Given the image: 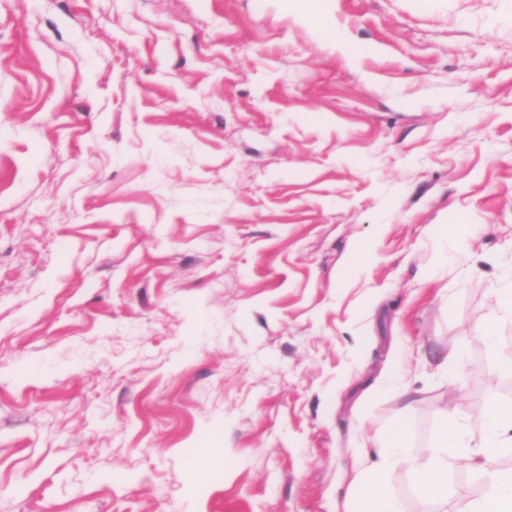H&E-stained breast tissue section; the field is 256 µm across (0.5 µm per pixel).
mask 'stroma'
<instances>
[{
	"label": "stroma",
	"mask_w": 512,
	"mask_h": 512,
	"mask_svg": "<svg viewBox=\"0 0 512 512\" xmlns=\"http://www.w3.org/2000/svg\"><path fill=\"white\" fill-rule=\"evenodd\" d=\"M511 291L512 0H0V512H351Z\"/></svg>",
	"instance_id": "obj_1"
}]
</instances>
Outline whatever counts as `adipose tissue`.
Masks as SVG:
<instances>
[{"instance_id":"adipose-tissue-1","label":"adipose tissue","mask_w":512,"mask_h":512,"mask_svg":"<svg viewBox=\"0 0 512 512\" xmlns=\"http://www.w3.org/2000/svg\"><path fill=\"white\" fill-rule=\"evenodd\" d=\"M378 459L356 489V512H404L401 501L389 490L395 466H403L413 478L420 512L448 496V475L456 468L475 471L489 488L487 497L462 502L457 512H512V469L486 468V459L512 447V404H492L485 429L476 442H469L458 418L445 414L440 428V444L423 463L406 452V428L396 425L378 432L372 440Z\"/></svg>"}]
</instances>
